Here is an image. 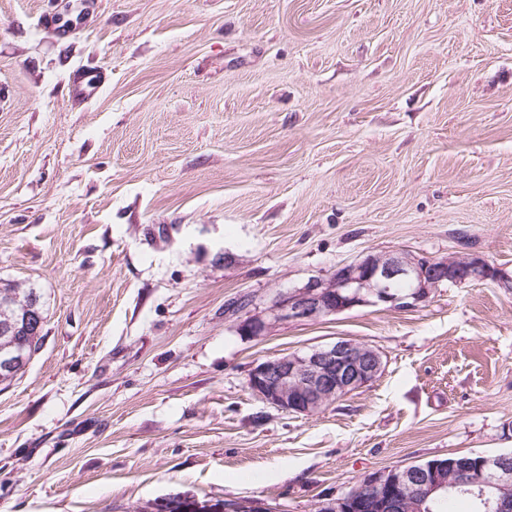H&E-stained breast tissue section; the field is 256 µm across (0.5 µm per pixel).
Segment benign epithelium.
Returning a JSON list of instances; mask_svg holds the SVG:
<instances>
[{
	"mask_svg": "<svg viewBox=\"0 0 512 512\" xmlns=\"http://www.w3.org/2000/svg\"><path fill=\"white\" fill-rule=\"evenodd\" d=\"M495 267L476 253L443 258L409 252L368 255L342 265L325 278H313L281 294L263 314H251L239 324L245 336L259 338L280 321L309 322L358 306L389 305L414 308L444 285L497 280ZM385 362L375 347L352 339L304 352L267 359L248 373L252 392L266 404L313 416L348 393L365 387L383 372ZM512 456L452 455L425 463L395 466L364 475L362 488L321 500L317 512H402L410 497L420 503L442 491L469 486L483 512H512ZM165 512H272L260 499L237 498L219 506L197 500H170Z\"/></svg>",
	"mask_w": 512,
	"mask_h": 512,
	"instance_id": "7a95c632",
	"label": "benign epithelium"
}]
</instances>
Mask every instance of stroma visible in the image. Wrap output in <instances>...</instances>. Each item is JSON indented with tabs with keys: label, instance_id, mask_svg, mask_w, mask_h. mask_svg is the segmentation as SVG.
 <instances>
[{
	"label": "stroma",
	"instance_id": "stroma-1",
	"mask_svg": "<svg viewBox=\"0 0 512 512\" xmlns=\"http://www.w3.org/2000/svg\"><path fill=\"white\" fill-rule=\"evenodd\" d=\"M85 65L110 79L80 103ZM469 246L512 278V0H0V288L45 317L0 383V512H316L373 471L511 453L512 288L257 340L227 311ZM340 337L383 353L370 385L313 416L249 389ZM166 512H272L269 505L260 499L237 498L231 502L224 501L220 506L216 504L200 503L197 500H170L160 505Z\"/></svg>",
	"mask_w": 512,
	"mask_h": 512
}]
</instances>
